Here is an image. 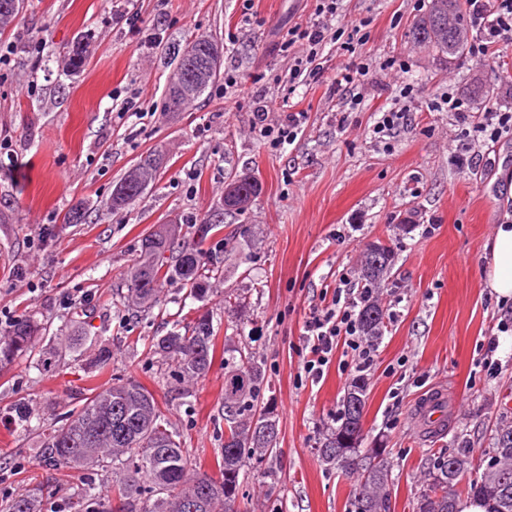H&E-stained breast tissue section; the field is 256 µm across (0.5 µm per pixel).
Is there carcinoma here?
<instances>
[{
  "label": "carcinoma",
  "instance_id": "1",
  "mask_svg": "<svg viewBox=\"0 0 512 512\" xmlns=\"http://www.w3.org/2000/svg\"><path fill=\"white\" fill-rule=\"evenodd\" d=\"M467 38L459 0H430L413 28L415 41L450 59L464 55ZM209 43L201 36L174 54L165 110L171 108L177 82L184 80L185 57L206 54ZM229 183L245 191L237 211L262 190L251 177L233 176ZM142 184L137 170L126 173L112 191L109 210L119 212L132 206L142 196ZM221 224V220L207 219L196 228L197 239L180 247L175 246L167 224L148 234L126 279L132 303L145 312L161 306L160 285L175 278L195 297L205 298L210 281L224 275V269L209 263L204 248ZM394 262L391 247L381 246L377 255L366 248L360 268L365 285L378 288ZM385 317L378 300L364 302L359 313L362 333L370 338L381 336ZM46 332L47 326L32 315L16 319L10 333L0 336V368L21 354L33 353L35 339ZM153 347L155 353L175 362L183 379H200L213 359V326L207 315H200L190 334L173 331ZM262 384L261 367L251 352L239 347L224 350V439L230 444L216 453L209 473L197 470L154 394L131 377L119 379L103 391L87 389L88 397L64 424L48 423L43 462L54 470L109 475V492L125 501V512H191L188 505L195 499L204 502L203 512H239L249 466L280 453L276 440L263 434L266 424L276 428L278 421L273 408L259 406ZM365 403L366 384L358 378L347 387L336 426L328 429L319 454L355 479L352 512H390L393 465L387 449L363 447ZM470 465L467 448L451 452L439 448L430 454L418 512H457L456 499L463 494L481 501L485 512H512V426L496 431L494 447L479 475L467 477ZM42 496L43 490L36 488L9 500L3 512H42ZM79 512H106L98 488L91 482L81 488Z\"/></svg>",
  "mask_w": 512,
  "mask_h": 512
}]
</instances>
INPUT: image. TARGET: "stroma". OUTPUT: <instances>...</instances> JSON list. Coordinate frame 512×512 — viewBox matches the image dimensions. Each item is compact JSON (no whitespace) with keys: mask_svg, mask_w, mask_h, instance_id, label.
<instances>
[{"mask_svg":"<svg viewBox=\"0 0 512 512\" xmlns=\"http://www.w3.org/2000/svg\"><path fill=\"white\" fill-rule=\"evenodd\" d=\"M113 0H25L0 44V336L25 313L49 320L32 358L0 368V500L43 486L42 512H74L77 476L49 469L40 457L44 418H65L86 396L82 364L107 349L111 362L96 387L134 377L155 395L182 446L210 469L224 446V339L253 353L263 395L279 420L278 457L252 469L242 512H349L354 482L323 463L319 441L334 425L353 374L332 363L317 383L299 380L303 326L310 308L344 281H358L361 252L390 246L395 266L380 289L398 316L376 345L364 410L366 446L393 461L391 512H417L431 450L468 448L482 463L498 427L512 425V310L486 288L488 245L512 204V134L495 143L466 137L434 99L455 91L474 112L512 103V38L480 58L455 61L414 43L422 0H339L329 31L359 25L367 39L355 53L327 45L319 79L291 85L292 56L282 31L316 17L317 0H131L138 26L115 20ZM262 25L244 24L246 14ZM224 45L223 70L183 112L163 115L174 49L199 35ZM45 40L43 53L33 49ZM88 52L69 63L77 45ZM404 62L413 93L398 98L387 61ZM362 101L350 108L341 72L358 63ZM32 92H24V84ZM490 94L475 93L477 84ZM141 91L139 113L121 100ZM276 98L272 117L304 112L301 134L284 151L252 128L256 92ZM400 104L407 125L388 142L372 133L377 112ZM166 155L155 183L123 214L110 194L141 155ZM472 152L481 164L461 162ZM254 174L262 192L247 209L224 215L210 247L224 268L205 300L166 282L162 311H125L124 280L141 240L170 218L180 241L195 238L220 212L229 176ZM81 224L64 223L76 205ZM221 213V212H220ZM241 296L238 311L224 297ZM208 314L215 351L206 377L180 379L151 350L173 323L190 329ZM75 356L63 350L77 329ZM444 392L445 427L423 432L417 401ZM33 414L13 420L16 407Z\"/></svg>","mask_w":512,"mask_h":512,"instance_id":"stroma-1","label":"stroma"}]
</instances>
